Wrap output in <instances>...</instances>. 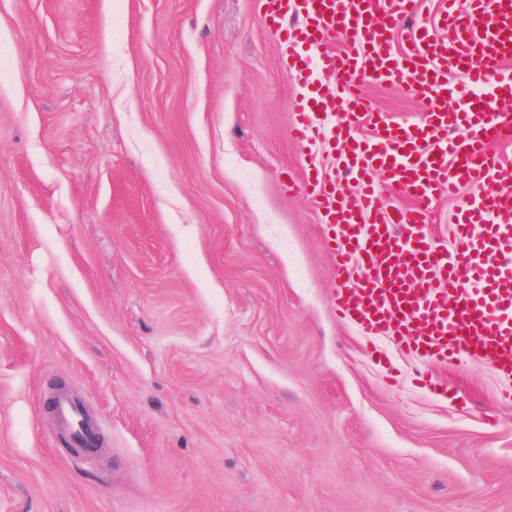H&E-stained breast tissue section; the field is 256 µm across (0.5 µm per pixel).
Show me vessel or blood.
<instances>
[{
  "label": "vessel or blood",
  "mask_w": 512,
  "mask_h": 512,
  "mask_svg": "<svg viewBox=\"0 0 512 512\" xmlns=\"http://www.w3.org/2000/svg\"><path fill=\"white\" fill-rule=\"evenodd\" d=\"M365 0H265V23L277 30L286 75L301 86L290 136L314 145L331 137L361 192L337 191L309 168L302 191L319 198L323 242L333 255L336 313L363 335L397 336L409 352L447 364L466 354L512 379V163L492 155L512 135V0H457L437 18L438 35L421 29L403 53L392 31L413 17L415 0L381 14ZM298 14L288 32L280 19ZM341 35L346 48L309 66L310 52ZM397 85L422 98L415 122L380 125L370 138L351 124L373 119L366 82ZM346 123L324 128L329 103ZM474 187L440 249L423 225L438 195ZM411 199L383 209L382 192Z\"/></svg>",
  "instance_id": "1"
}]
</instances>
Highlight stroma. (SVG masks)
I'll return each instance as SVG.
<instances>
[{"mask_svg":"<svg viewBox=\"0 0 512 512\" xmlns=\"http://www.w3.org/2000/svg\"><path fill=\"white\" fill-rule=\"evenodd\" d=\"M263 15L0 0V512H512V384L337 318L288 184L312 161L349 188L341 146L290 138ZM365 92L389 122L427 109ZM63 392L102 451L68 452Z\"/></svg>","mask_w":512,"mask_h":512,"instance_id":"stroma-1","label":"stroma"}]
</instances>
